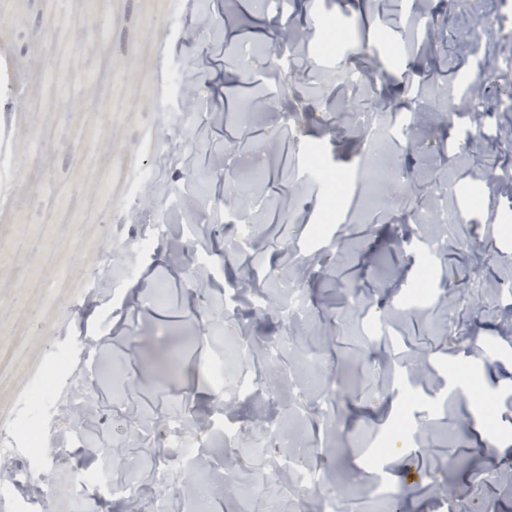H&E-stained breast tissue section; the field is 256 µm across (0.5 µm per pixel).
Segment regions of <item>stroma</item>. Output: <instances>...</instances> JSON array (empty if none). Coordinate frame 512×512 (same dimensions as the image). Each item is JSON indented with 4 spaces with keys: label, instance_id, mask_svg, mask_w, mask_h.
I'll return each mask as SVG.
<instances>
[{
    "label": "stroma",
    "instance_id": "35a3bbf8",
    "mask_svg": "<svg viewBox=\"0 0 512 512\" xmlns=\"http://www.w3.org/2000/svg\"><path fill=\"white\" fill-rule=\"evenodd\" d=\"M498 2L475 12L427 0L424 35L413 0H297L286 12L277 0H187L169 33L170 0H8L0 52L28 107L6 115L17 201L0 219V349L13 355L0 422L68 345L87 393L80 420L58 416L96 438L67 445L53 480L95 468L110 447L136 462L146 504L160 492L169 419L190 408L195 431L214 417L224 396L203 367L248 340L256 351L228 370L276 396H236L239 443L206 447L210 512H268L249 487L299 447L318 490L291 488L283 512H317L320 493L338 512H512V110L501 104L512 71L475 81L488 60L512 57V15ZM318 9L351 34L330 58ZM286 30L305 38L306 62L282 95ZM78 69L93 88L71 99L61 88ZM175 69L202 114L186 132L160 108ZM464 77L475 84L463 96ZM354 110L376 113L378 128L360 135ZM397 112L416 115L413 143L385 131ZM313 153L339 176L335 196ZM163 154L151 211L164 225L154 250L136 253L126 181ZM370 162L386 168V189L366 181ZM455 205L467 221L406 220ZM19 225L35 239L26 252L13 246ZM429 239L443 245L432 259ZM293 281L305 307L292 317ZM258 293L266 308L253 306ZM272 410L277 439L259 428ZM79 507L129 509L85 485L36 512Z\"/></svg>",
    "mask_w": 512,
    "mask_h": 512
}]
</instances>
